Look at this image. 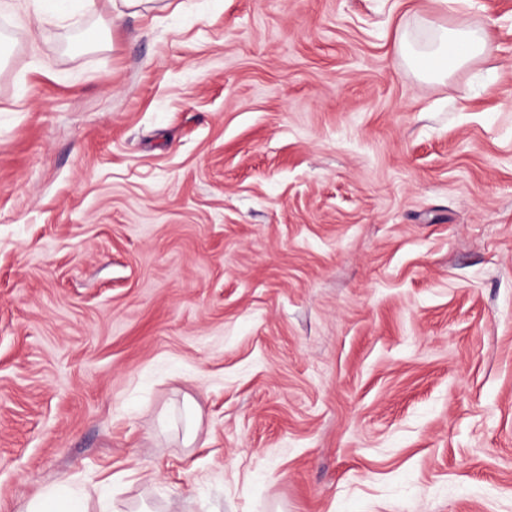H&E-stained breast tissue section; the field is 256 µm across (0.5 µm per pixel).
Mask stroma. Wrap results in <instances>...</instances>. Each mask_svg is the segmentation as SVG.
<instances>
[{
  "label": "stroma",
  "instance_id": "obj_1",
  "mask_svg": "<svg viewBox=\"0 0 512 512\" xmlns=\"http://www.w3.org/2000/svg\"><path fill=\"white\" fill-rule=\"evenodd\" d=\"M167 2L0 8V512H512V0ZM435 29L434 40L423 49H416L402 36L395 45L397 54L408 60L424 78L438 79L497 48L494 31L489 28H447L430 24ZM23 512H87L83 496L64 480L31 499Z\"/></svg>",
  "mask_w": 512,
  "mask_h": 512
}]
</instances>
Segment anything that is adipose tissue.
Returning a JSON list of instances; mask_svg holds the SVG:
<instances>
[{"mask_svg": "<svg viewBox=\"0 0 512 512\" xmlns=\"http://www.w3.org/2000/svg\"><path fill=\"white\" fill-rule=\"evenodd\" d=\"M495 49L496 38L491 29L447 28L441 25L436 27L433 41L425 48H414L404 37L395 45L397 54L408 60L422 77L429 79L447 76L456 68ZM24 512H87V507L83 496L64 480L31 499Z\"/></svg>", "mask_w": 512, "mask_h": 512, "instance_id": "ef3b65f1", "label": "adipose tissue"}]
</instances>
